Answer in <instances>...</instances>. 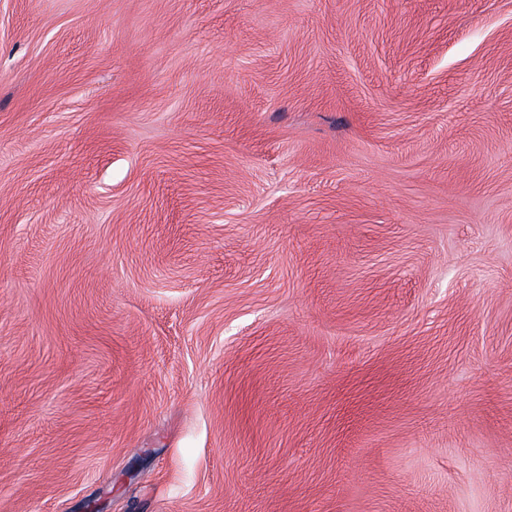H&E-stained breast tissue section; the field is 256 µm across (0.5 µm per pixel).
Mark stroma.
I'll list each match as a JSON object with an SVG mask.
<instances>
[{"mask_svg": "<svg viewBox=\"0 0 512 512\" xmlns=\"http://www.w3.org/2000/svg\"><path fill=\"white\" fill-rule=\"evenodd\" d=\"M512 512V0H0V512Z\"/></svg>", "mask_w": 512, "mask_h": 512, "instance_id": "obj_1", "label": "stroma"}]
</instances>
